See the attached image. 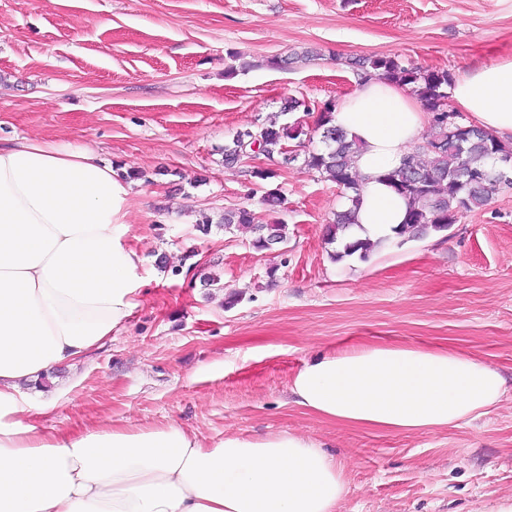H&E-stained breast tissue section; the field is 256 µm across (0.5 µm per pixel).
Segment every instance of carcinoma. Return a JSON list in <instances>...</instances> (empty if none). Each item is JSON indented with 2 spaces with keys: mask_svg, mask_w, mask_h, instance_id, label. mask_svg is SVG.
I'll return each mask as SVG.
<instances>
[{
  "mask_svg": "<svg viewBox=\"0 0 512 512\" xmlns=\"http://www.w3.org/2000/svg\"><path fill=\"white\" fill-rule=\"evenodd\" d=\"M362 75H382L384 78L414 87L426 112L431 115L432 128L423 137L426 146L406 155L399 167L387 173V180L401 195L412 200L405 224L398 230L403 241L424 237L432 232H443L457 223L463 214L486 205L503 185L500 179L502 166L512 161V145L499 139L492 132L474 124L448 118L441 111L442 101L448 99L452 77L445 70H422L405 65L396 58L369 57L355 61ZM336 102L328 100L317 107L319 112L314 131L320 135L321 146L297 153L304 168L317 172L321 178L333 182L341 190L351 207L336 213V220L327 227L329 240L336 241L352 227L354 207L360 201L359 181L351 164L356 142L347 138L346 132L333 123ZM262 142L260 154L269 159L285 153L286 141L298 140L308 135L300 123H280L273 117L261 123ZM252 152L250 145L239 135L224 145V164H236ZM429 152L432 161L425 165L420 153ZM224 231L232 233L239 228H249L257 233L253 246L269 249L288 241L286 224L255 223L254 214L246 209L228 210L218 221ZM384 240L370 242L355 240L343 245V250L332 259L358 255L366 260Z\"/></svg>",
  "mask_w": 512,
  "mask_h": 512,
  "instance_id": "cac0c4a2",
  "label": "carcinoma"
}]
</instances>
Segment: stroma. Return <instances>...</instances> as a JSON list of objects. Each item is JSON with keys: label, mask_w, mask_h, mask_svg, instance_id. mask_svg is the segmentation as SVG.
Returning <instances> with one entry per match:
<instances>
[{"label": "stroma", "mask_w": 512, "mask_h": 512, "mask_svg": "<svg viewBox=\"0 0 512 512\" xmlns=\"http://www.w3.org/2000/svg\"><path fill=\"white\" fill-rule=\"evenodd\" d=\"M294 53L307 61L282 66ZM511 55L512 0H0V144L83 145L136 172L130 243L150 282L125 330L31 389V423L289 431L345 465L337 512H512V190L448 231L336 261L335 184L262 155L223 162L236 131L288 99L341 100L359 58L455 75ZM254 167L276 171L277 212ZM242 207L287 224V244L195 229ZM354 343L463 352L506 392L470 424L422 433L292 402L298 369Z\"/></svg>", "instance_id": "stroma-1"}]
</instances>
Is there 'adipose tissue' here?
Wrapping results in <instances>:
<instances>
[{
    "label": "adipose tissue",
    "instance_id": "obj_1",
    "mask_svg": "<svg viewBox=\"0 0 512 512\" xmlns=\"http://www.w3.org/2000/svg\"><path fill=\"white\" fill-rule=\"evenodd\" d=\"M452 93L457 110L512 141L511 57L459 74ZM427 120L410 87L376 77L338 102L361 180L344 240L395 238L408 201L384 176L420 144ZM130 193L88 148L0 146V512H337L345 467L300 434L210 441L177 423L47 434L28 421L23 386L83 360L139 305ZM505 386L467 354L360 345L307 362L290 392L331 422L417 432L490 414Z\"/></svg>",
    "mask_w": 512,
    "mask_h": 512
}]
</instances>
